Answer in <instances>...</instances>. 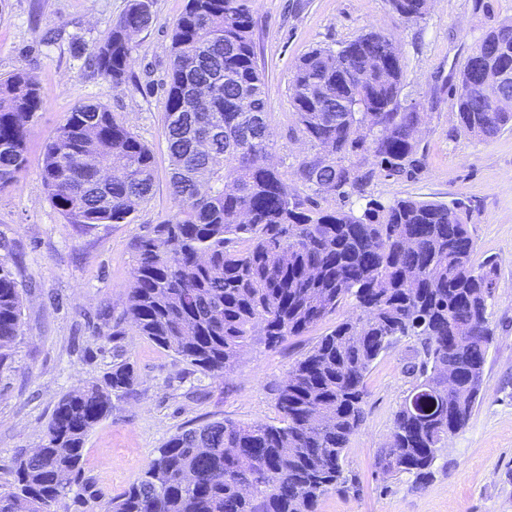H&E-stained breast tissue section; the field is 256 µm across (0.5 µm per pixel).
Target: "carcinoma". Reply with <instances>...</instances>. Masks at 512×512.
Here are the masks:
<instances>
[{"label": "carcinoma", "instance_id": "cac0c4a2", "mask_svg": "<svg viewBox=\"0 0 512 512\" xmlns=\"http://www.w3.org/2000/svg\"><path fill=\"white\" fill-rule=\"evenodd\" d=\"M255 0H186L170 35L165 141L175 211L135 244L123 316L136 333L200 371L233 367L256 332L275 347L302 336L352 301L355 314L299 359L278 390L279 424L214 421L173 435L108 512H316L331 489H356L343 467L350 437L364 421L365 377L402 337L420 345L406 372L415 378L377 464L417 484L437 448L463 429L492 343L487 309L498 266L472 261L470 211L412 197L366 199L371 172L351 161L366 149L388 177L422 167L414 114L402 105L405 61L394 41L366 31L341 48L317 47L294 66L292 100L302 139L315 152L297 179L360 210H326L288 189L269 164L271 145L258 64ZM430 0H390L413 21ZM154 0H129L124 16L95 45L88 65L120 84L128 78L134 34L152 22ZM493 24L482 72L468 56L456 89L460 128L491 139L512 127V109L491 111L485 89L512 69V17L495 18L493 0H475ZM43 107L25 70L0 78V188L26 169L29 126ZM40 177L68 223L84 230L125 224L155 188L152 149L105 106H75L47 143ZM19 283L0 259V363L20 333ZM470 335L457 336L459 325ZM453 362L462 396L438 389ZM135 384L127 361L66 393L40 451L21 457L0 512H59L79 477L89 432L113 400ZM250 478V496L240 483Z\"/></svg>", "mask_w": 512, "mask_h": 512}]
</instances>
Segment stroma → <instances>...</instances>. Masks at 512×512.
I'll return each instance as SVG.
<instances>
[{
    "mask_svg": "<svg viewBox=\"0 0 512 512\" xmlns=\"http://www.w3.org/2000/svg\"><path fill=\"white\" fill-rule=\"evenodd\" d=\"M129 0H0V76L27 70L39 83L43 109L31 124L26 173L0 190V259L22 286L21 332L0 364V487L9 485L20 453L41 442L58 400L129 361L136 381L127 398L88 434L82 475L66 500L85 512L84 485L98 491L96 512L137 480L176 432L217 420L273 424L279 386L295 361L353 313L344 304L302 336L268 347L254 336L233 369L200 373L137 336L121 319L137 239L172 214L164 139L170 33L184 0H155L151 25L135 38L129 78L116 85L85 65L88 51L125 13ZM259 64L265 75L273 162L290 190L298 163L311 152L298 138L291 103L292 64L316 46L339 48L362 30L387 34L405 60L404 104L421 117L424 165L411 178L375 172L368 197L462 201L470 210L473 260L498 263L487 310L493 331L480 399L467 426L445 440L425 486L376 466L393 419L413 385L406 373L418 342L404 338L366 377L365 421L351 436L343 466L359 493L330 491L316 512H512V130L488 141L457 126L455 85L489 26L474 0H430L424 20L408 21L388 0H256ZM106 106L154 152L156 186L128 223L83 230L51 203L39 172L45 143L72 109Z\"/></svg>",
    "mask_w": 512,
    "mask_h": 512,
    "instance_id": "obj_1",
    "label": "stroma"
}]
</instances>
